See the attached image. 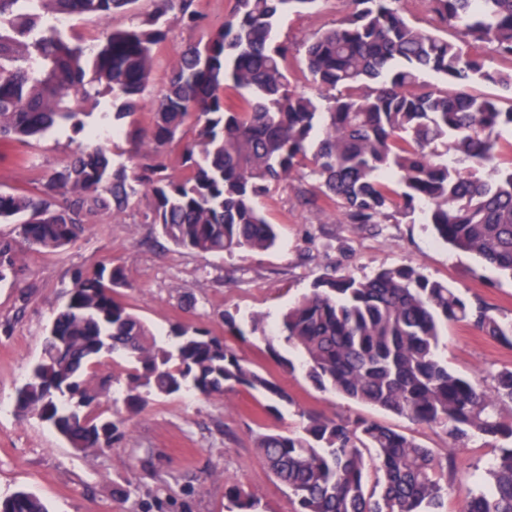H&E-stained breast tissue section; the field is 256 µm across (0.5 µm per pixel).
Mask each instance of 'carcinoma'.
Masks as SVG:
<instances>
[{
	"mask_svg": "<svg viewBox=\"0 0 512 512\" xmlns=\"http://www.w3.org/2000/svg\"><path fill=\"white\" fill-rule=\"evenodd\" d=\"M136 0H0V163L23 162L8 146L30 145L54 128H85L92 108L112 96L121 119L135 114L153 62L173 24L196 26L195 0H156L154 13L87 42L43 14L105 19ZM318 0H234L224 22L182 51L156 98L150 130L126 131L138 163L128 171L102 149L75 156L36 191L0 190V284L16 282L22 242L38 252L66 249L87 218H116L148 199L144 222L174 245L200 255L267 250L277 233L259 207L282 182L311 177L304 202L333 209L345 224L376 227L421 209L439 240L512 275V69L487 67L481 52L512 59V0H422L430 24H413L403 0H349L336 27L304 46L297 89L274 43L276 19ZM460 30L465 50L444 32ZM438 75L443 86L422 81ZM488 85L489 95L474 89ZM182 172H167L166 148L188 119ZM123 268L77 272L52 321L41 357L18 389L17 411L49 425L76 452H103L122 436L119 412L97 411L111 390L91 371L114 353L128 355L123 404L132 416L149 397L193 387L222 397L240 387L290 402L275 379L251 367L224 339L177 323L175 344H157L126 304ZM463 322L512 345V322L464 298L419 268L396 265L356 278L325 274L281 315L278 338L301 356L322 391L379 407L441 430L453 448L481 436L503 445L488 487L460 512H512V370L484 379L457 375L438 356L443 326ZM256 448L295 499L296 512H448L446 467L417 440L373 420L305 415L300 433L258 426ZM373 451L365 458L363 450ZM230 512H261L237 482H224ZM0 512H48L19 490Z\"/></svg>",
	"mask_w": 512,
	"mask_h": 512,
	"instance_id": "carcinoma-1",
	"label": "carcinoma"
}]
</instances>
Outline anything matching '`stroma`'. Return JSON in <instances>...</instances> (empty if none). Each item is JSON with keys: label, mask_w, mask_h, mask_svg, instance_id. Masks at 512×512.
<instances>
[{"label": "stroma", "mask_w": 512, "mask_h": 512, "mask_svg": "<svg viewBox=\"0 0 512 512\" xmlns=\"http://www.w3.org/2000/svg\"><path fill=\"white\" fill-rule=\"evenodd\" d=\"M348 10V0H318L310 11L281 18L275 39L303 46ZM202 35V30L179 25L171 29L156 53L142 107L122 120L123 128L148 126L152 99L177 68L184 47ZM98 147L114 164L131 165L125 136L99 140L65 127L31 146L16 147L23 160L0 163V189H37L74 154ZM297 187L294 181L281 184L263 200L279 233L277 245L264 251L201 257L180 249L145 223L147 200L142 196L120 218L93 217L61 252L18 247V283L0 287V325L12 326L11 334L0 333V498L24 488L37 494L49 512H227L224 483L233 480L259 498L263 512H294L287 488L262 462L254 441L261 424L298 431L304 411L334 419L363 416L433 449L448 461L450 512H459L469 494L486 484L496 452L482 438L452 451L439 430L321 391L302 370L283 372L269 355L263 334L252 332L250 318L265 315V334H276L283 309L330 269L360 278L404 264L488 304L507 322L512 320V279L476 256L438 242L421 215L399 216L381 231L369 232L304 204ZM103 262L123 267L126 299L159 344L171 345L168 331L174 322L207 328L255 370L276 378L290 404L279 413H266L265 398L246 388L223 397L193 391L153 397L126 423L124 438L111 450L86 456L75 454L36 417L18 413L16 390L41 354L47 327L67 301L72 271H90ZM228 313L235 316L241 335L225 328ZM439 355L449 369L464 375L488 378L512 369V346L461 324H449ZM129 365L126 356L116 354L96 366L95 378L112 381L100 411L109 414L121 407ZM119 485L128 489L127 499L115 498Z\"/></svg>", "instance_id": "stroma-1"}]
</instances>
